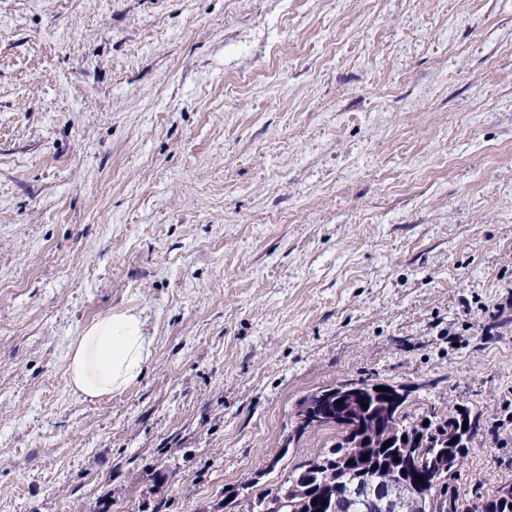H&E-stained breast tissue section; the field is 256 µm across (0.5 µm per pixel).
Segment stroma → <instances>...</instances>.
<instances>
[{
    "instance_id": "obj_1",
    "label": "stroma",
    "mask_w": 512,
    "mask_h": 512,
    "mask_svg": "<svg viewBox=\"0 0 512 512\" xmlns=\"http://www.w3.org/2000/svg\"><path fill=\"white\" fill-rule=\"evenodd\" d=\"M511 294L512 0H0V512H246L363 375L479 413L474 504ZM127 310L144 376L77 397ZM151 346L138 314L123 311L99 318L71 347L67 375L72 391L95 400L123 390L143 375Z\"/></svg>"
}]
</instances>
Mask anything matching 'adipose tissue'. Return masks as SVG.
I'll list each match as a JSON object with an SVG mask.
<instances>
[{
    "label": "adipose tissue",
    "instance_id": "adipose-tissue-1",
    "mask_svg": "<svg viewBox=\"0 0 512 512\" xmlns=\"http://www.w3.org/2000/svg\"><path fill=\"white\" fill-rule=\"evenodd\" d=\"M152 354L142 321L131 311L105 315L71 347L67 375L72 391L95 400L123 390L144 373Z\"/></svg>",
    "mask_w": 512,
    "mask_h": 512
}]
</instances>
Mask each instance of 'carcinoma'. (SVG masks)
<instances>
[{
  "label": "carcinoma",
  "mask_w": 512,
  "mask_h": 512,
  "mask_svg": "<svg viewBox=\"0 0 512 512\" xmlns=\"http://www.w3.org/2000/svg\"><path fill=\"white\" fill-rule=\"evenodd\" d=\"M361 403L368 407L350 420L328 418L338 431L332 450L297 463L278 487L249 500L247 512H320L319 501L327 497L339 500L338 512H406L421 496H448L467 452L447 461L435 486L413 484L410 473L422 474L432 463L439 449L434 438L459 408L425 419L408 412L407 400L388 409L367 393Z\"/></svg>",
  "instance_id": "cac0c4a2"
}]
</instances>
